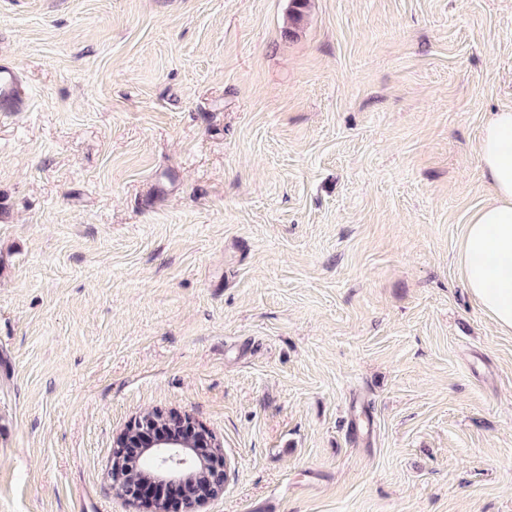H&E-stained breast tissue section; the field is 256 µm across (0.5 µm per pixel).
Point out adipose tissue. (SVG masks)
I'll list each match as a JSON object with an SVG mask.
<instances>
[{"instance_id": "1", "label": "adipose tissue", "mask_w": 512, "mask_h": 512, "mask_svg": "<svg viewBox=\"0 0 512 512\" xmlns=\"http://www.w3.org/2000/svg\"><path fill=\"white\" fill-rule=\"evenodd\" d=\"M478 155L492 194L468 219L458 265L497 330L512 333V109L494 113L483 127Z\"/></svg>"}]
</instances>
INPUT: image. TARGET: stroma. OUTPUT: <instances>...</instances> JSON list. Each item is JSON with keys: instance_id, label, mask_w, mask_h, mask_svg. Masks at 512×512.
<instances>
[{"instance_id": "35a3bbf8", "label": "stroma", "mask_w": 512, "mask_h": 512, "mask_svg": "<svg viewBox=\"0 0 512 512\" xmlns=\"http://www.w3.org/2000/svg\"><path fill=\"white\" fill-rule=\"evenodd\" d=\"M0 0V512H151V410L220 443L198 512H512V334L458 269L512 108V0ZM26 101L16 89V72L11 66H0V112H23Z\"/></svg>"}]
</instances>
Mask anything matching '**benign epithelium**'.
I'll return each instance as SVG.
<instances>
[{
	"instance_id": "1",
	"label": "benign epithelium",
	"mask_w": 512,
	"mask_h": 512,
	"mask_svg": "<svg viewBox=\"0 0 512 512\" xmlns=\"http://www.w3.org/2000/svg\"><path fill=\"white\" fill-rule=\"evenodd\" d=\"M182 434L178 437L169 433V429L154 422L148 416H142L127 426V431L116 438L117 453L112 463V486L118 488L133 503L154 492L153 512H172L177 506L182 512H197L203 503L201 499L190 496L176 503L161 496L158 485L161 483H180L187 472L198 466L211 469L218 475H224V454L212 453V447L205 430L189 415L181 416ZM141 448L140 460L156 472L150 483H130L126 481L122 470V460L126 457V448Z\"/></svg>"
}]
</instances>
